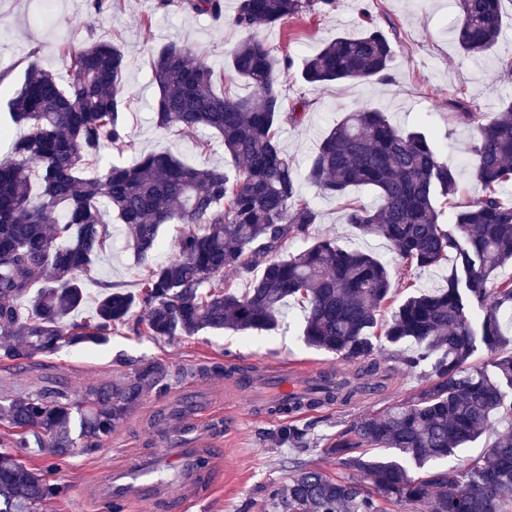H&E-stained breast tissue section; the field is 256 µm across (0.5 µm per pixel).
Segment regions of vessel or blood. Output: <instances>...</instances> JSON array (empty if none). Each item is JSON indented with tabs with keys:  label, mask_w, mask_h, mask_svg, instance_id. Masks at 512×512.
Returning <instances> with one entry per match:
<instances>
[{
	"label": "vessel or blood",
	"mask_w": 512,
	"mask_h": 512,
	"mask_svg": "<svg viewBox=\"0 0 512 512\" xmlns=\"http://www.w3.org/2000/svg\"><path fill=\"white\" fill-rule=\"evenodd\" d=\"M241 384L250 391L271 388L277 397L297 392L300 388L293 373L287 369L272 371L263 366L242 379ZM161 466L176 476L183 488L181 496L169 495L168 480L157 473ZM214 472L212 457L202 448H181L176 453L159 457L144 454L129 466L113 469L101 499L113 512H127L129 506L141 501L163 507L166 512H184L197 492L212 486Z\"/></svg>",
	"instance_id": "b4317fda"
}]
</instances>
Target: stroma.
Here are the masks:
<instances>
[{
  "instance_id": "stroma-1",
  "label": "stroma",
  "mask_w": 512,
  "mask_h": 512,
  "mask_svg": "<svg viewBox=\"0 0 512 512\" xmlns=\"http://www.w3.org/2000/svg\"><path fill=\"white\" fill-rule=\"evenodd\" d=\"M156 4L157 0H119L112 8L98 12L91 0H0V126L16 136L24 133L23 127L11 120L10 101L30 60L58 73L62 70V42L81 46L108 40L120 46L129 61L124 83L130 105L123 121L134 146L124 151L105 148L100 166H131L142 153L168 148L187 164L221 166L234 172L232 159L210 131L164 132L155 127L151 105L157 91L151 82L148 56L168 41L186 40L205 51L220 74L226 72L228 55L244 34L208 16L176 7L160 10ZM365 12L394 39L395 55L387 79L305 83L300 77L304 61L336 37L359 36ZM458 12L457 0H337L335 10L329 13L302 15L258 29L257 37L275 55L289 58L283 87L289 102L304 106L301 123L285 124L280 129L282 145L299 171H306L322 138L347 112L368 106L382 110L402 130L427 133L451 162L460 164L459 183L464 193L479 195L481 187L465 164L470 130L455 120L448 94L463 91L473 111L481 113L486 123L495 117L501 99L512 98V81L499 76L500 61L512 60V0L502 4L500 38L486 57H468L459 51L452 33ZM200 137L211 139L208 152L197 148ZM298 192L318 213L315 235L336 238L348 249L382 260L389 268L397 297L406 295L405 285L410 281L427 289L445 285L450 262L422 275L401 268L385 239L363 235L347 224L345 200L321 193L304 179ZM112 236L111 250L82 278L86 304L75 315L78 321L90 316L101 282L110 281L132 291L137 288L139 268L125 247L122 226H115ZM303 324L304 311L292 301L277 327L268 332L203 331L191 337L156 339L122 328L100 347H67L53 354L37 353L21 362L0 356V403L44 392H60L78 402L90 387L123 385L148 363L157 365L167 376L166 389L142 396L101 448L77 447L70 456L56 460L32 448L14 449V456L28 465L49 467L50 478L65 488L45 512H106L104 504L95 499L100 475L124 464L135 453L162 449V442L153 436L154 420L161 413L168 417L172 447L185 448L207 436L217 450L216 483L189 512H273L267 491L287 484L290 476L286 459L291 452L272 439L282 421L245 401L226 400V378L212 373L211 368L229 363L248 374L265 363L278 367L307 361L337 370L340 378L354 379L357 364L305 345ZM378 356L390 375L384 391L363 395L348 405L298 416V424H311L315 441H325L391 401L412 397L424 385L421 375L406 371L387 350H380Z\"/></svg>"
}]
</instances>
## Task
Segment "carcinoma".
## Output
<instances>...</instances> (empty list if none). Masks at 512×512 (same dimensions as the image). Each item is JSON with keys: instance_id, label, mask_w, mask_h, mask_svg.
<instances>
[{"instance_id": "obj_1", "label": "carcinoma", "mask_w": 512, "mask_h": 512, "mask_svg": "<svg viewBox=\"0 0 512 512\" xmlns=\"http://www.w3.org/2000/svg\"><path fill=\"white\" fill-rule=\"evenodd\" d=\"M187 12L225 18L224 0H158ZM502 0H458L454 39L467 56L492 53L501 31ZM336 0H239L227 22L250 32L303 14L326 13ZM356 38L338 36L308 58L301 78L310 84L382 78L394 47L365 18ZM128 60L116 44L98 40L64 51L65 75L33 60L11 100L15 124L26 133L10 138L0 157V335L13 342L5 355L24 360L77 344L102 346L112 330L137 336H194L205 330L271 331L288 299L305 303L302 336L313 349L361 364L362 382L351 386L324 373L300 398L272 407L288 413L275 438L298 452L311 446L296 410L347 403L378 391L386 370L379 338L409 369L430 364L427 384L415 396L361 418L324 443L322 454L344 475L332 477L290 458L288 484L268 491L278 512H512V204L500 191L512 185V100L501 101L484 123L464 100L452 101L454 118L473 131L468 159L482 194L457 200L458 171L421 132L393 126L383 112L348 113L322 139L307 169L321 192L344 196L355 186L378 195L370 209L352 202L347 223L383 237L403 265L432 270L452 258L444 288L408 294L394 304L387 267L372 254L349 250L334 238H312L318 213L297 190L298 176L278 136L282 123L301 120L286 103L280 63L260 38L249 36L231 53L233 75L253 94L233 97L215 88V71L199 49L170 41L151 55L157 95L153 121L169 131L209 130L239 165L220 168L182 163L169 150L83 174L103 149L132 146L122 122L127 108L123 75ZM40 171L33 188V170ZM454 200L448 224L440 199ZM113 213L125 225L141 267L139 288L103 284L91 319L69 321L85 303L80 276L112 242ZM175 231V254L149 260L160 230ZM294 240L311 244L283 255ZM257 273L245 292L224 278ZM390 320L378 324L381 307ZM496 354L473 365L480 351ZM164 386L147 365L117 387L103 383L75 404L63 394H40L0 404V422L25 448L66 456L77 442L99 448L142 394ZM495 441L481 457L455 469L425 470L487 433ZM361 475L370 483L354 480ZM64 488L41 469L0 448V512H42Z\"/></svg>"}]
</instances>
